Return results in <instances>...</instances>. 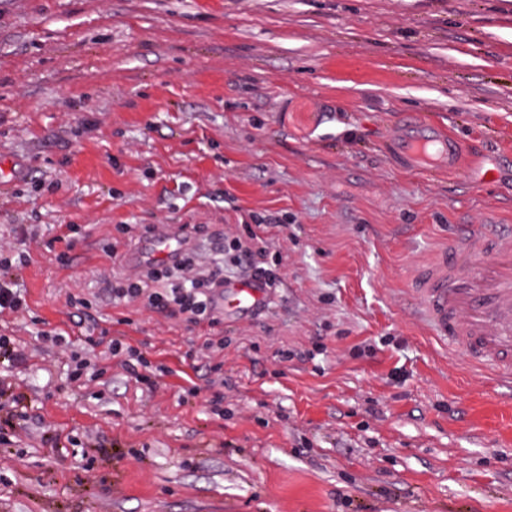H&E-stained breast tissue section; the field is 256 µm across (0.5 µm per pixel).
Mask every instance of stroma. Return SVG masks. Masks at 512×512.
Returning a JSON list of instances; mask_svg holds the SVG:
<instances>
[{"label":"stroma","mask_w":512,"mask_h":512,"mask_svg":"<svg viewBox=\"0 0 512 512\" xmlns=\"http://www.w3.org/2000/svg\"><path fill=\"white\" fill-rule=\"evenodd\" d=\"M410 120L461 168L386 153ZM2 158L28 311L0 335L31 358L0 363L26 395L0 512H512V388L411 290L461 225L512 224V0H0ZM254 213L284 220L255 315L208 328L104 292L135 249L102 252L117 225L232 235ZM116 339L143 364L105 356Z\"/></svg>","instance_id":"35a3bbf8"}]
</instances>
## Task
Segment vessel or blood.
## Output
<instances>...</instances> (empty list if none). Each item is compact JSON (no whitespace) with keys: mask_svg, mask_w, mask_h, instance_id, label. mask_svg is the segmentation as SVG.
<instances>
[{"mask_svg":"<svg viewBox=\"0 0 512 512\" xmlns=\"http://www.w3.org/2000/svg\"><path fill=\"white\" fill-rule=\"evenodd\" d=\"M392 148L423 169H455L461 162L455 137L437 130L402 132ZM182 249L174 225L144 238L127 257L130 268L167 260ZM417 293L430 332L472 365L512 384V225H466L424 267ZM266 302L259 283L231 280L215 293L223 314L241 316Z\"/></svg>","mask_w":512,"mask_h":512,"instance_id":"obj_1","label":"vessel or blood"}]
</instances>
